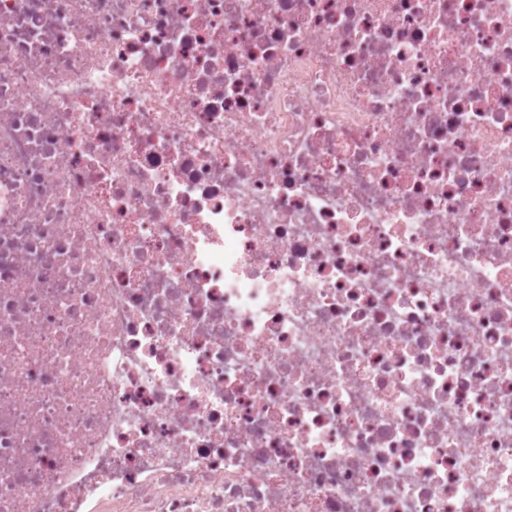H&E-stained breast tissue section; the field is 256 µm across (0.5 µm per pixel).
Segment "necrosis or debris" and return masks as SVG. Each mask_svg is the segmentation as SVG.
Listing matches in <instances>:
<instances>
[{"label":"necrosis or debris","mask_w":512,"mask_h":512,"mask_svg":"<svg viewBox=\"0 0 512 512\" xmlns=\"http://www.w3.org/2000/svg\"><path fill=\"white\" fill-rule=\"evenodd\" d=\"M0 512H512V0H0Z\"/></svg>","instance_id":"1"}]
</instances>
